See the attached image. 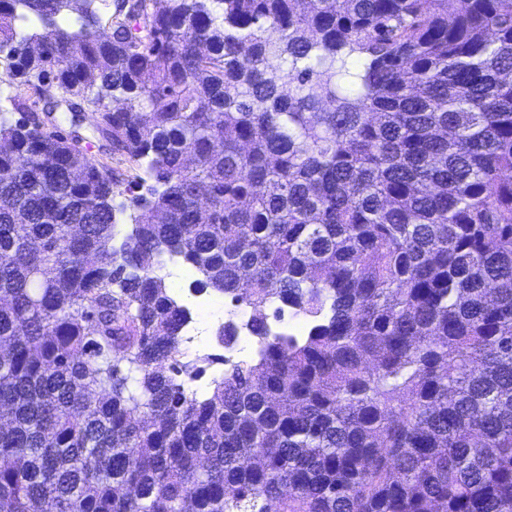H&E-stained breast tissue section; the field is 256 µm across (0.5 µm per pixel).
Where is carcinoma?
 <instances>
[{
    "instance_id": "cac0c4a2",
    "label": "carcinoma",
    "mask_w": 512,
    "mask_h": 512,
    "mask_svg": "<svg viewBox=\"0 0 512 512\" xmlns=\"http://www.w3.org/2000/svg\"><path fill=\"white\" fill-rule=\"evenodd\" d=\"M104 20L0 0L8 76L138 171L116 205L77 132L0 111V512H512V0ZM168 257L250 310L251 358L183 346Z\"/></svg>"
}]
</instances>
